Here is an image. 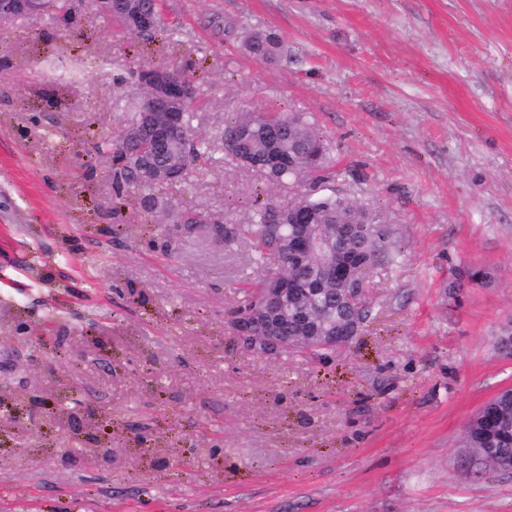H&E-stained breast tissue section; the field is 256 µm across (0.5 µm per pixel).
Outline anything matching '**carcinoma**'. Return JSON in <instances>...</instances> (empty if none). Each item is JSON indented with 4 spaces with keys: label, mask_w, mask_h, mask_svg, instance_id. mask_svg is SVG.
I'll use <instances>...</instances> for the list:
<instances>
[{
    "label": "carcinoma",
    "mask_w": 512,
    "mask_h": 512,
    "mask_svg": "<svg viewBox=\"0 0 512 512\" xmlns=\"http://www.w3.org/2000/svg\"><path fill=\"white\" fill-rule=\"evenodd\" d=\"M72 9L71 0H46L44 13L57 23L70 24ZM102 16L144 40L157 36L171 39L177 34L176 28L161 13L152 30L138 33L129 28L130 15L125 11L104 12ZM243 46L250 55L265 61L288 57L281 39L272 32L251 33L245 37ZM222 141L224 158L229 162H241L246 149L255 158L282 157V162L272 167L251 165L273 186L286 181L315 186L328 178L330 147L315 124L302 114L237 112L225 123ZM92 150L100 156L112 155L117 188L126 186L146 191L141 199L146 211L166 215L169 193L197 180L206 154V141L193 135L179 148L183 162L175 177L168 180L141 178L138 171L141 157L127 148L126 140L119 134L99 139ZM297 206L307 208L314 223H293L291 209ZM257 217L250 234L256 254L268 266V274L248 283L249 303L238 310V316L250 315L263 303L270 276L279 272L282 265H288V278L308 291L288 299V311H299L304 318L288 316L282 333L290 339L307 336L309 342L294 343L284 349L283 355L326 365L342 349L328 340L336 335L338 327L349 326L361 336L374 319L367 295L356 294L357 281L344 278L343 271L356 270L367 281L379 269L396 268L400 252L391 240L390 228L376 221L363 206L336 193L316 196L304 191L288 203L263 206ZM313 230L325 241L324 251L301 258L293 255L290 243L308 236ZM328 267L336 268V278L324 276L323 269ZM489 406L492 423L486 425L472 418L464 428L462 447L490 449L489 459L475 460L479 472L512 470V389L498 393L489 401Z\"/></svg>",
    "instance_id": "1"
}]
</instances>
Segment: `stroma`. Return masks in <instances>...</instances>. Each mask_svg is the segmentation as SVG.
Segmentation results:
<instances>
[{"mask_svg": "<svg viewBox=\"0 0 512 512\" xmlns=\"http://www.w3.org/2000/svg\"><path fill=\"white\" fill-rule=\"evenodd\" d=\"M177 38L143 43L82 9L15 24L0 58V512H512V470L476 472L465 423L512 387V0H165ZM276 33L287 61L243 34ZM201 89L210 144L171 195L237 227L285 187L225 162L237 111L303 113L334 180L402 253L366 335L326 366L244 349L229 321L262 275L248 241L146 212L90 152L137 98L129 70ZM125 75L114 83V75ZM61 97L63 106L52 104ZM485 285L453 287L459 270ZM40 394L38 407L29 398ZM102 418L86 463L56 412Z\"/></svg>", "mask_w": 512, "mask_h": 512, "instance_id": "35a3bbf8", "label": "stroma"}]
</instances>
